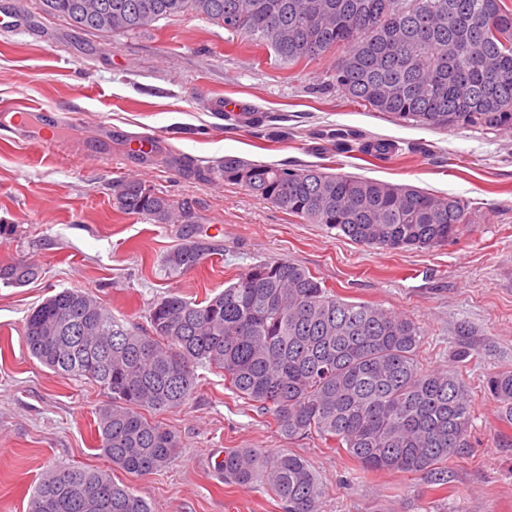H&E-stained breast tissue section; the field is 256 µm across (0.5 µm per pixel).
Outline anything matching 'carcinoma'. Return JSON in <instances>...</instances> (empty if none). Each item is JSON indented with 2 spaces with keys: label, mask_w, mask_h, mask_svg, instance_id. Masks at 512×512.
Returning a JSON list of instances; mask_svg holds the SVG:
<instances>
[{
  "label": "carcinoma",
  "mask_w": 512,
  "mask_h": 512,
  "mask_svg": "<svg viewBox=\"0 0 512 512\" xmlns=\"http://www.w3.org/2000/svg\"><path fill=\"white\" fill-rule=\"evenodd\" d=\"M41 9L89 34H121L191 14L243 34L282 59L340 48L332 79L343 95L375 112L436 129L512 126V12L499 0H40ZM392 149L375 139L362 152ZM224 179L356 244L386 250L434 248L470 223L468 205L408 184L317 166L289 169L224 158ZM113 201L161 223H192L145 182L121 177ZM211 246L191 236L167 253L171 273L199 264ZM38 265H0V283L23 287ZM149 327L126 325L89 291L65 288L31 309L24 342L42 365L97 384L108 401L96 412L97 450L128 473L169 465L176 436L150 418L176 409L198 387L196 368L272 416L292 440L315 434L370 472L418 474L448 483V461L469 446L472 401L454 368H423V331L377 304L347 301L288 260L259 262L200 303L176 293L156 300ZM485 393L512 425V371ZM224 480H262L285 512H320L323 489L302 457L227 448ZM27 512H152L102 469L55 468L41 478Z\"/></svg>",
  "instance_id": "cac0c4a2"
}]
</instances>
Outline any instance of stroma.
Here are the masks:
<instances>
[{
    "label": "stroma",
    "instance_id": "stroma-1",
    "mask_svg": "<svg viewBox=\"0 0 512 512\" xmlns=\"http://www.w3.org/2000/svg\"><path fill=\"white\" fill-rule=\"evenodd\" d=\"M0 9L23 20L0 31V103L34 106L27 124L0 120V223L11 227L0 236V264L26 259L42 271L26 286L0 285V512H26L54 467L106 465L95 434L106 396L29 354L23 325L33 307L82 288L144 328L158 298L201 301L251 265L281 259L344 299L409 316L424 331V367H457L474 419L469 448L448 462L447 484L362 471L314 435L288 439L204 367L192 399L158 416L180 442L174 462L147 476L116 468L113 480L155 512H283L269 489L225 482L217 464L228 448L288 450L317 473L322 512H512V429L484 393L490 375L512 371V128L435 130L364 110L332 80L336 52L288 65L191 15L105 37L46 15L40 0H0ZM230 101L242 111H226ZM58 118L56 144L43 147ZM144 138L158 147L126 165L131 140ZM373 138L388 140L392 152L362 153ZM227 156L456 196L470 222L458 239L429 250L358 245L226 182L217 165ZM125 175L189 207L190 229L213 243L210 255L169 274L163 257L189 228L121 212L111 184ZM464 329L472 351L459 361Z\"/></svg>",
    "mask_w": 512,
    "mask_h": 512
}]
</instances>
